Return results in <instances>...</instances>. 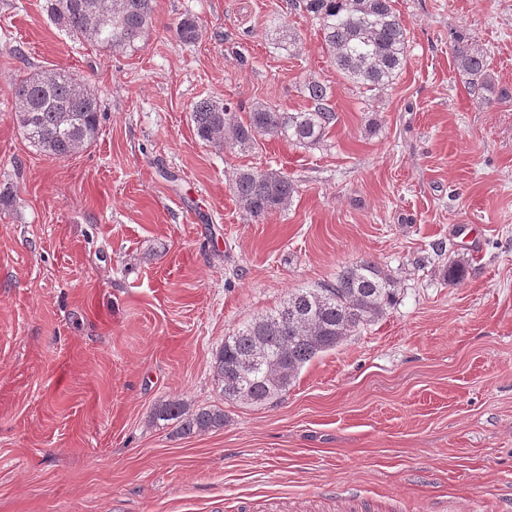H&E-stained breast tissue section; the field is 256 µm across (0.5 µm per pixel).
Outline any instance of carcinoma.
<instances>
[{
	"label": "carcinoma",
	"instance_id": "1",
	"mask_svg": "<svg viewBox=\"0 0 512 512\" xmlns=\"http://www.w3.org/2000/svg\"><path fill=\"white\" fill-rule=\"evenodd\" d=\"M155 6L156 0H45L49 20L57 29L116 53H134L145 45ZM290 7L318 25L323 48L342 78L380 91L401 74L408 37L393 0H291ZM174 34L189 44L200 38L201 30L187 15L175 24ZM275 40L289 50L296 44V34L281 24ZM453 58L457 69L469 76L470 95L487 101L491 89L487 58L463 37L454 44ZM304 93L311 100L309 109L287 112L256 102L243 116L224 102L202 99L192 106L191 121L200 140L219 147L247 151L261 135L315 148L324 142L336 115L327 105L326 85L310 80ZM11 95L18 126L46 154L69 157L98 136V100L68 70L31 73L12 85ZM232 190L243 211L257 219L286 208L295 193L288 177L273 168L237 170ZM394 298L392 276L366 259L345 267L333 283L288 293L280 308L224 337L214 361L215 381L224 400L276 402L306 363L382 318ZM161 414L179 421L187 436L224 427L220 409L190 412L175 400Z\"/></svg>",
	"mask_w": 512,
	"mask_h": 512
}]
</instances>
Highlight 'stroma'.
<instances>
[{
    "label": "stroma",
    "mask_w": 512,
    "mask_h": 512,
    "mask_svg": "<svg viewBox=\"0 0 512 512\" xmlns=\"http://www.w3.org/2000/svg\"><path fill=\"white\" fill-rule=\"evenodd\" d=\"M288 2L156 0L122 54L58 31L45 0H0V512H512V0H395L407 60L372 92ZM185 14L192 44L172 32ZM459 36L488 59L487 102L454 66ZM59 67L101 109L64 159L10 94ZM312 79L336 113L319 147L196 134L200 99L291 112ZM256 167L296 187L258 220L231 191ZM361 259L396 282L386 315L276 403L225 401V336ZM172 400L223 428L181 435L157 415Z\"/></svg>",
    "instance_id": "obj_1"
}]
</instances>
